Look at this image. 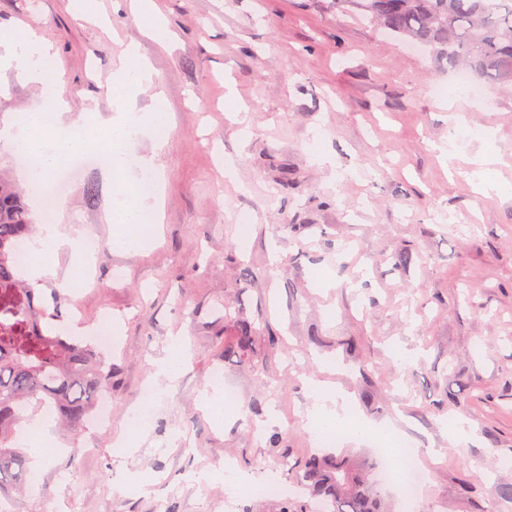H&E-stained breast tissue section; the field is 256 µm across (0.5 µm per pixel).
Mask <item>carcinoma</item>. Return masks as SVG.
Listing matches in <instances>:
<instances>
[{"instance_id": "carcinoma-1", "label": "carcinoma", "mask_w": 512, "mask_h": 512, "mask_svg": "<svg viewBox=\"0 0 512 512\" xmlns=\"http://www.w3.org/2000/svg\"><path fill=\"white\" fill-rule=\"evenodd\" d=\"M383 34L429 51L437 67L465 70L487 83H512V0H332ZM19 194L0 180V494L23 486L28 456L15 447L16 428L36 403L71 428L85 424L98 398L112 391V366L93 347L63 336L62 306L48 310L19 278L14 255L29 233ZM257 337L246 324L224 343V358L244 359ZM376 461L312 453L287 470L309 512H380Z\"/></svg>"}]
</instances>
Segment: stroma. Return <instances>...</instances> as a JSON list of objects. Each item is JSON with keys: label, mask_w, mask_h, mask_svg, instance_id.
<instances>
[{"label": "stroma", "mask_w": 512, "mask_h": 512, "mask_svg": "<svg viewBox=\"0 0 512 512\" xmlns=\"http://www.w3.org/2000/svg\"><path fill=\"white\" fill-rule=\"evenodd\" d=\"M331 2L160 0L175 34L163 47L130 0H94L90 21L74 19L69 0H0V35L30 27L54 45L66 117L82 119L87 136L117 111L112 85L132 41L172 113L158 151L150 92L128 110L139 134L125 153L154 156L163 174L152 249H112L122 198L107 166L85 167L64 196L65 231L96 244L92 284L67 288L71 257L61 254L38 294L62 301L69 322L111 315L112 428L52 422L59 452L12 512H225V461L253 477L277 458L274 432L291 460L315 452L311 377L343 390L359 422L417 448L428 473L414 488L417 512H487L497 485L512 483V89L487 85L482 101L434 96L430 85L449 76L427 51H406ZM24 69L20 59L0 67L1 119L42 104ZM455 115L459 149L447 162L439 148ZM479 153L501 182L486 196L473 187ZM399 253L410 263L397 265ZM468 285L478 289L471 304ZM238 320L258 341L249 359L228 361ZM177 334L185 365L154 377ZM218 366L238 394L220 424L200 402ZM152 384L159 416L116 455L117 430ZM459 417L476 433L456 444ZM131 473L143 489L121 491Z\"/></svg>", "instance_id": "35a3bbf8"}]
</instances>
